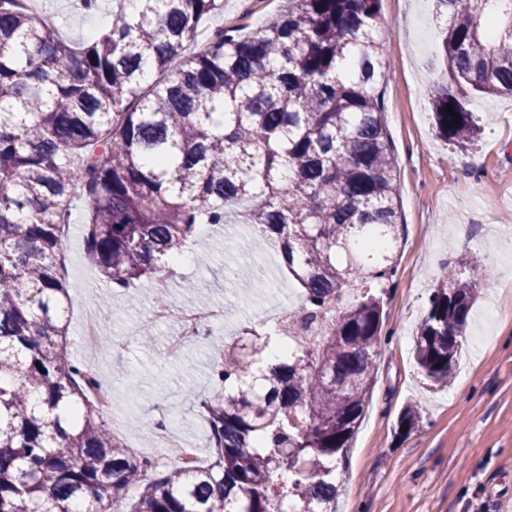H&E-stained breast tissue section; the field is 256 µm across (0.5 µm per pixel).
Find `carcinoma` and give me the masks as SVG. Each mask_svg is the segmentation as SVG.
Instances as JSON below:
<instances>
[{"mask_svg": "<svg viewBox=\"0 0 512 512\" xmlns=\"http://www.w3.org/2000/svg\"><path fill=\"white\" fill-rule=\"evenodd\" d=\"M112 0L91 43L0 0V512H336V469L376 383L395 283L396 157L383 120L381 0H282L263 28L216 26L221 0ZM448 72L512 96V0H436ZM465 93L431 108L441 137L479 131ZM453 105L459 124L445 112ZM108 286L171 264L230 209L279 248L311 345L257 373L271 337L225 347L204 405L213 460L143 481L67 357L57 254L75 196ZM352 280L364 292L345 297ZM481 279L444 272L413 357L447 387Z\"/></svg>", "mask_w": 512, "mask_h": 512, "instance_id": "carcinoma-1", "label": "carcinoma"}]
</instances>
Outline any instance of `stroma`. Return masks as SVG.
Segmentation results:
<instances>
[{
  "label": "stroma",
  "mask_w": 512,
  "mask_h": 512,
  "mask_svg": "<svg viewBox=\"0 0 512 512\" xmlns=\"http://www.w3.org/2000/svg\"><path fill=\"white\" fill-rule=\"evenodd\" d=\"M278 0H223L214 24L260 29ZM60 23L73 41L91 39L105 28L112 0H97L92 12L71 0H34ZM386 81L384 117L397 156L396 185L402 231L395 243L396 285L384 296L385 342L378 349L377 383L344 465L338 512H498L512 500V309L501 316L488 311L512 297V97L472 95L467 107L479 119L481 135L459 150L438 136L430 99L449 87L444 64L442 26L432 0H381ZM87 204L75 198L68 229L62 234L61 274L71 298L68 353L75 361L92 360L110 390L105 421L125 423L118 437L126 448L155 457L145 425L171 416L186 447L208 456L201 398L214 389L212 366L224 344L252 324L251 312L270 303L288 309L301 300L298 285L279 256L263 262L270 240L258 239L246 224L229 222L198 232L182 251L168 298L194 305L197 295L210 302L231 301L240 310L223 337L206 347L187 346L179 359L166 355L173 320L155 321L156 291L151 281L131 288H109L88 262ZM473 259L490 277L472 309L467 342L447 390L424 391L413 363L412 336L427 311V298L446 268ZM264 265L267 279L280 290L270 295L250 288L248 279L225 278L227 268ZM112 315L105 346L86 347L81 336L84 307ZM151 325L155 346L136 339ZM421 403V419L398 433L403 410Z\"/></svg>",
  "instance_id": "35a3bbf8"
}]
</instances>
